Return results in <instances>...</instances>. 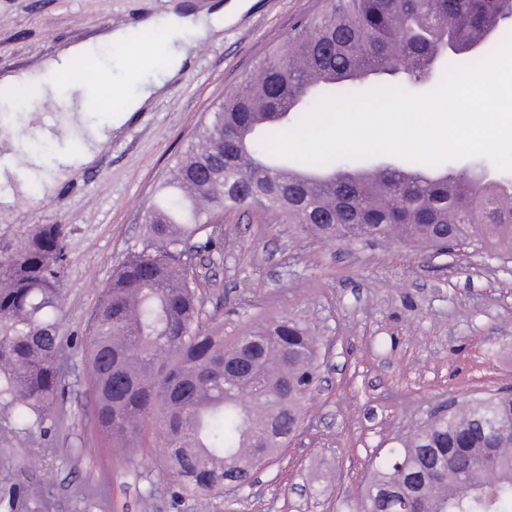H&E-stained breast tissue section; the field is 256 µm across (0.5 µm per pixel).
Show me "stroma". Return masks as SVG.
I'll list each match as a JSON object with an SVG mask.
<instances>
[{
	"mask_svg": "<svg viewBox=\"0 0 512 512\" xmlns=\"http://www.w3.org/2000/svg\"><path fill=\"white\" fill-rule=\"evenodd\" d=\"M228 2L0 0V74L145 13ZM318 7L319 0H253L66 179L55 180L54 158L79 153L81 138L26 142L43 163L29 194L0 214V260L37 225H63L62 338L87 333L113 266L144 247L145 211L211 106ZM147 41L141 30L131 43L98 53V73L125 81ZM50 179L52 193L41 194ZM198 262L204 312L223 322L225 335L288 315L319 337L322 382L305 432L241 498L178 493L154 437L138 448L103 440L82 352L73 349L49 434L20 433L0 445V512H354L378 456L432 407L512 389V255L325 242L264 209L242 207L224 212L223 252H200Z\"/></svg>",
	"mask_w": 512,
	"mask_h": 512,
	"instance_id": "1",
	"label": "stroma"
}]
</instances>
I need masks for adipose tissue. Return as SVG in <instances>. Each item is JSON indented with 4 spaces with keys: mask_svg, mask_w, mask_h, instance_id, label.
I'll list each match as a JSON object with an SVG mask.
<instances>
[{
    "mask_svg": "<svg viewBox=\"0 0 512 512\" xmlns=\"http://www.w3.org/2000/svg\"><path fill=\"white\" fill-rule=\"evenodd\" d=\"M244 8L243 0H231L230 4L213 13L172 11L161 17L144 18L140 23L141 28H162L165 37L164 51L159 54L154 47L141 48L135 64L127 74V82L123 85H109L107 78L103 77L93 87L79 82L71 83L68 94L64 95L53 77L70 70L76 60L95 56L103 46L126 44L130 35V30L126 27L107 29L95 38L71 44L55 57L45 60L38 69L0 76V82L12 86L37 87L38 98L27 104L28 110L34 113L41 112V104L45 101L53 102L65 112L76 107L88 109L95 104L103 87H111L113 95L122 99L123 104L114 111L108 124L90 125L83 129L82 135L91 146L92 143L104 139L108 133L120 129L133 113L144 110L161 93L166 83L178 76L196 49L219 33L225 23L231 21ZM130 82L137 84V91L127 92L126 85ZM90 146L75 156L68 153L58 154L54 164L57 177L67 178L92 162L94 155Z\"/></svg>",
    "mask_w": 512,
    "mask_h": 512,
    "instance_id": "obj_1",
    "label": "adipose tissue"
}]
</instances>
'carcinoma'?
I'll use <instances>...</instances> for the list:
<instances>
[{
    "instance_id": "cac0c4a2",
    "label": "carcinoma",
    "mask_w": 512,
    "mask_h": 512,
    "mask_svg": "<svg viewBox=\"0 0 512 512\" xmlns=\"http://www.w3.org/2000/svg\"><path fill=\"white\" fill-rule=\"evenodd\" d=\"M492 31L488 38L486 31ZM462 55L446 50L448 34ZM512 34L506 0H321L252 74L213 107L145 216L149 244L131 252L104 286L89 326L87 378L99 433L117 448L159 427V447L181 489L205 495L244 484L286 447L305 421L319 377V342L288 316L241 336L203 320L200 282L183 257L197 240L224 249L208 223L226 209L260 206L328 241L395 240L438 252L500 246L512 253V179L402 158L367 168L305 163L284 177L271 144L321 101L360 95L363 71L388 75L382 89L436 85L465 59L490 55ZM437 59L429 77L413 61ZM238 141L235 151L224 135ZM64 228L42 224L0 260V408L14 429L42 430L56 416L67 353L59 336ZM424 512H512V393L448 404L397 439L364 486L357 512L389 499Z\"/></svg>"
}]
</instances>
